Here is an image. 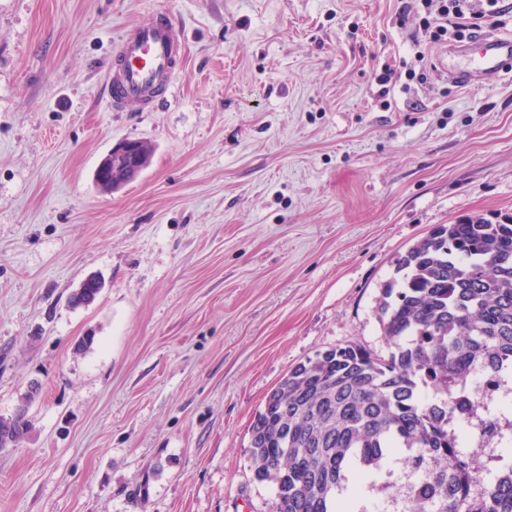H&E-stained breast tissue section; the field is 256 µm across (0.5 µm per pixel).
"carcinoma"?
<instances>
[{
  "label": "carcinoma",
  "mask_w": 512,
  "mask_h": 512,
  "mask_svg": "<svg viewBox=\"0 0 512 512\" xmlns=\"http://www.w3.org/2000/svg\"><path fill=\"white\" fill-rule=\"evenodd\" d=\"M95 278L70 298L94 301ZM377 318L388 352L361 345L292 368L251 424L255 479L275 486L270 512H364L361 492L402 461V512H512V461L483 475L448 399L482 369L512 371V224L482 216L439 224L398 256ZM22 406L0 417V451L28 432ZM482 438L512 445L499 422Z\"/></svg>",
  "instance_id": "obj_1"
}]
</instances>
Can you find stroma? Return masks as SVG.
<instances>
[{
	"label": "stroma",
	"mask_w": 512,
	"mask_h": 512,
	"mask_svg": "<svg viewBox=\"0 0 512 512\" xmlns=\"http://www.w3.org/2000/svg\"><path fill=\"white\" fill-rule=\"evenodd\" d=\"M413 2L0 0V416L32 420L0 512H268L267 394L386 351L376 299L432 227L512 216V69L440 77ZM160 12L187 36L171 93L113 111L114 44ZM123 139L151 161L101 192Z\"/></svg>",
	"instance_id": "stroma-1"
}]
</instances>
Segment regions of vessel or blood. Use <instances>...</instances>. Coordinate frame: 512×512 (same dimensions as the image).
<instances>
[{
    "instance_id": "obj_1",
    "label": "vessel or blood",
    "mask_w": 512,
    "mask_h": 512,
    "mask_svg": "<svg viewBox=\"0 0 512 512\" xmlns=\"http://www.w3.org/2000/svg\"><path fill=\"white\" fill-rule=\"evenodd\" d=\"M184 29L170 14L150 23L126 28L118 38L108 74L107 87L113 109L127 104L148 111L169 94L185 58ZM512 62V32L491 34L476 40L462 64H448L447 51H440L435 64L444 75L470 83L478 74L499 71Z\"/></svg>"
}]
</instances>
